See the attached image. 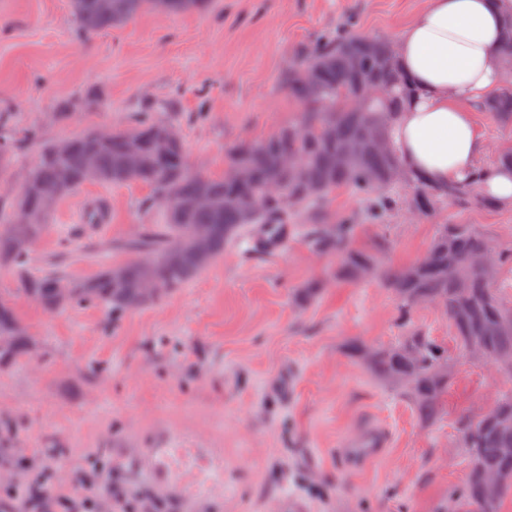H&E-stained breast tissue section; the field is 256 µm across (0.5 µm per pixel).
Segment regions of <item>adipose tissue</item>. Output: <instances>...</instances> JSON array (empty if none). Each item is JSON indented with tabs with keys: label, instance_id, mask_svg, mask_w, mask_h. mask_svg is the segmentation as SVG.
Returning a JSON list of instances; mask_svg holds the SVG:
<instances>
[{
	"label": "adipose tissue",
	"instance_id": "obj_1",
	"mask_svg": "<svg viewBox=\"0 0 512 512\" xmlns=\"http://www.w3.org/2000/svg\"><path fill=\"white\" fill-rule=\"evenodd\" d=\"M512 0H427L394 38L412 89L392 142L407 173L445 186L480 174V189L512 209V169L484 166L473 107L504 89L502 28Z\"/></svg>",
	"mask_w": 512,
	"mask_h": 512
}]
</instances>
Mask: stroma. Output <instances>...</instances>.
Returning <instances> with one entry per match:
<instances>
[{
	"instance_id": "1",
	"label": "stroma",
	"mask_w": 512,
	"mask_h": 512,
	"mask_svg": "<svg viewBox=\"0 0 512 512\" xmlns=\"http://www.w3.org/2000/svg\"><path fill=\"white\" fill-rule=\"evenodd\" d=\"M425 0H214L206 14L145 12L84 39L70 0H0V129L16 145L0 173V211L34 166L41 141L86 128H129L144 103L180 126L189 161L224 173L228 150L298 121L283 77L304 45L343 26L393 38ZM136 183H88L63 199L31 258L83 280L128 259V243L159 223L140 209ZM97 200L109 221L92 224ZM333 217L358 214L355 245L380 265L419 261L443 224L476 225L512 248V209L452 201L432 217L396 210L372 219L348 189L326 196ZM335 256L298 237L276 255L228 247L204 273L157 304L110 320L97 307L48 312L17 293L0 268V299L26 325L28 352L0 364V483L50 467L67 494L101 499L111 488L141 494L161 512H437L465 471L461 413L512 393V379L479 360H450L448 398L425 425L345 346L393 344L398 300L374 278L340 279ZM320 280L301 308L295 293ZM369 422L391 434L384 456L351 469L342 439ZM175 448L166 481L135 452Z\"/></svg>"
}]
</instances>
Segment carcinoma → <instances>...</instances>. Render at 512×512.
I'll list each match as a JSON object with an SVG mask.
<instances>
[{"mask_svg":"<svg viewBox=\"0 0 512 512\" xmlns=\"http://www.w3.org/2000/svg\"><path fill=\"white\" fill-rule=\"evenodd\" d=\"M212 0H70L81 30L94 36L122 25L144 11L165 14H202ZM392 42L366 38L347 28L329 32L303 47L288 63L284 84L288 95L302 107V118L281 127L259 143L242 142L230 149L231 167L221 176L194 168L187 160L183 142L163 139L174 122L146 117L132 129H115L98 140L89 128L70 137V147L60 152L56 142L44 144L16 196L14 210L0 216V266L12 270L19 293L46 310L96 306L114 319L127 311L126 298L135 296L144 278L152 277L161 291L144 304L155 303L176 292L205 272L185 254L182 243L194 236L207 239L210 262H215L230 243L240 239L255 224L274 221L288 225V237H301L315 255L334 254L339 277L358 280L364 268L400 301L403 313L402 336L398 342L373 350L367 370L380 382L390 385L410 404L424 424L435 423L441 415L448 381L431 376L435 367L448 363V348L430 333L415 325L411 313L419 306L433 305L448 319L459 355L469 357L475 348L481 361L495 372L512 376V328L501 322L512 310V280L499 278L501 267L512 264V251H497L473 224H442L425 259L411 266L382 269L372 253L353 245L359 225L353 218L336 221L319 210L322 200L338 188H348L370 199L369 211L377 216L395 209H407L428 218L438 204L454 200L474 207L494 203L479 190L478 179L439 187L424 179L407 177L402 182L392 173L400 161L395 151L364 148L346 161L340 149L361 139L363 123L371 119L374 132L391 141L394 116L400 111L407 87L392 59ZM496 124L512 127V91H505L479 105ZM138 149L143 163L130 169L126 159ZM294 159L304 171L298 180L281 165V159ZM239 166L250 168L252 178L240 183L234 177ZM97 181L110 184L140 183L151 190L142 200V209L157 212L155 224L130 248L149 253L146 259L133 258L118 265L122 285L112 284V267L94 278L73 284L70 297L62 301L52 283L65 274L49 270L39 276L29 271L31 250L44 237L49 214L41 211V201L51 194L62 200L82 185ZM248 194L257 207L246 218L236 198ZM207 195L214 200L208 207L188 212L173 206L179 198ZM487 255L494 273L487 275L472 259ZM322 282L315 280L294 296L297 306L305 307L320 294ZM25 327L12 306L0 303V336H16L9 348L0 349V363L23 356L27 349ZM413 384L402 382L405 374ZM512 418V394L502 396L489 408L466 413L458 420V443L464 449L466 472L458 496L452 497L440 512H498L500 502L512 497V428L499 427L498 418ZM498 480V495L489 501L486 480Z\"/></svg>","mask_w":512,"mask_h":512,"instance_id":"1","label":"carcinoma"}]
</instances>
